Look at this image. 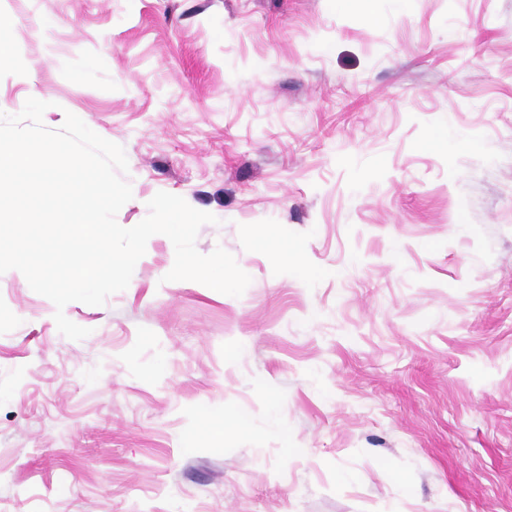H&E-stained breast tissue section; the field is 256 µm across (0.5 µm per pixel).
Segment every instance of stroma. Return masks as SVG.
Segmentation results:
<instances>
[{"instance_id":"obj_1","label":"stroma","mask_w":512,"mask_h":512,"mask_svg":"<svg viewBox=\"0 0 512 512\" xmlns=\"http://www.w3.org/2000/svg\"><path fill=\"white\" fill-rule=\"evenodd\" d=\"M1 16L0 112L121 145L117 222L180 196L251 283L165 281L157 234L74 341L0 274V512H512V0Z\"/></svg>"}]
</instances>
